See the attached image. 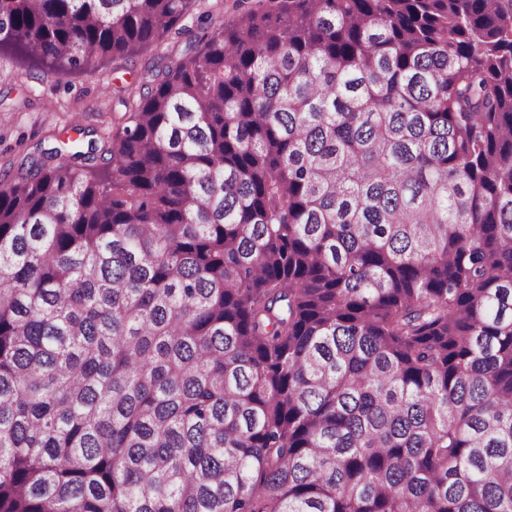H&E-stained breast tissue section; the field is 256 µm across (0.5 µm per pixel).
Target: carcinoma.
Listing matches in <instances>:
<instances>
[{
    "label": "carcinoma",
    "instance_id": "carcinoma-1",
    "mask_svg": "<svg viewBox=\"0 0 512 512\" xmlns=\"http://www.w3.org/2000/svg\"><path fill=\"white\" fill-rule=\"evenodd\" d=\"M0 0L62 75L203 34L0 177V512H512V0Z\"/></svg>",
    "mask_w": 512,
    "mask_h": 512
}]
</instances>
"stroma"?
I'll return each mask as SVG.
<instances>
[{"label":"stroma","instance_id":"1","mask_svg":"<svg viewBox=\"0 0 512 512\" xmlns=\"http://www.w3.org/2000/svg\"><path fill=\"white\" fill-rule=\"evenodd\" d=\"M190 41L173 35L131 58L65 76L0 54V174L17 176L25 155L58 146L75 122L86 140L104 143L124 110L123 99L182 57Z\"/></svg>","mask_w":512,"mask_h":512}]
</instances>
